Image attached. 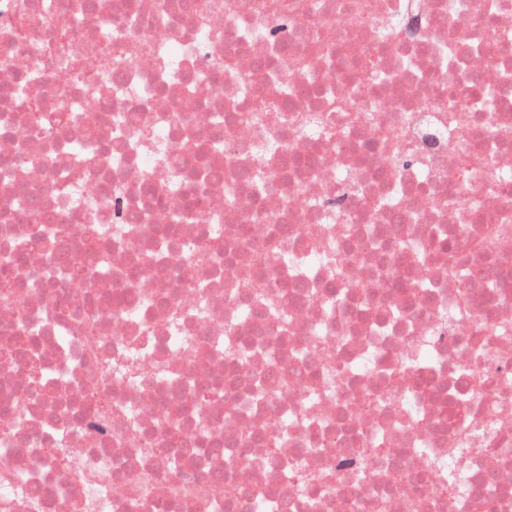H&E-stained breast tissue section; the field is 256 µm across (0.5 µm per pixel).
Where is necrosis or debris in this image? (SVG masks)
Wrapping results in <instances>:
<instances>
[{"label":"necrosis or debris","mask_w":512,"mask_h":512,"mask_svg":"<svg viewBox=\"0 0 512 512\" xmlns=\"http://www.w3.org/2000/svg\"><path fill=\"white\" fill-rule=\"evenodd\" d=\"M26 244L0 512H512V0H0Z\"/></svg>","instance_id":"necrosis-or-debris-1"}]
</instances>
